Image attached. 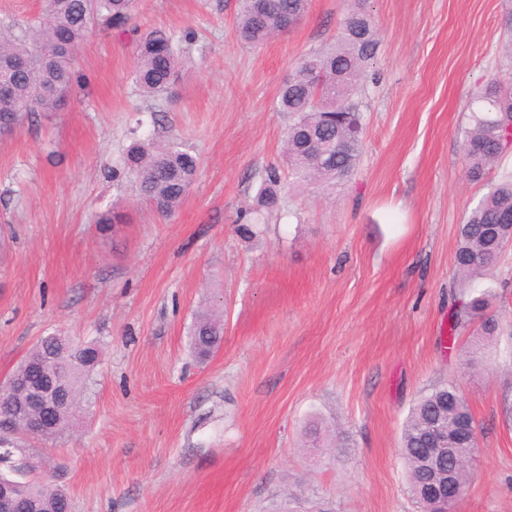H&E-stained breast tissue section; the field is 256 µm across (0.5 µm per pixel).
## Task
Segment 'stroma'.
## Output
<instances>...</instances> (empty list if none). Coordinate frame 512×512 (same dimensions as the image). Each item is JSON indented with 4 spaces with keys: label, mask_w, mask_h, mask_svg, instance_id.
Returning a JSON list of instances; mask_svg holds the SVG:
<instances>
[{
    "label": "stroma",
    "mask_w": 512,
    "mask_h": 512,
    "mask_svg": "<svg viewBox=\"0 0 512 512\" xmlns=\"http://www.w3.org/2000/svg\"><path fill=\"white\" fill-rule=\"evenodd\" d=\"M358 5L376 44L356 173L294 184L279 90ZM237 13V0H134L132 31L84 41V94L0 139V382L45 336L101 350L73 430L21 439L14 477L65 491L72 512H419L401 429L448 383L479 444L456 512H512V246L475 278L453 266L458 225L512 174V148L481 181L462 171L471 91L512 84V0H310L258 46L241 42ZM151 29L181 68L147 99L133 33ZM135 136L198 158L170 218L108 177ZM271 166L279 201L261 211ZM110 209L124 221L105 233ZM470 290L499 328L468 324L445 348L451 296ZM211 305L224 335L202 362L189 331ZM313 417L339 447H306Z\"/></svg>",
    "instance_id": "35a3bbf8"
}]
</instances>
